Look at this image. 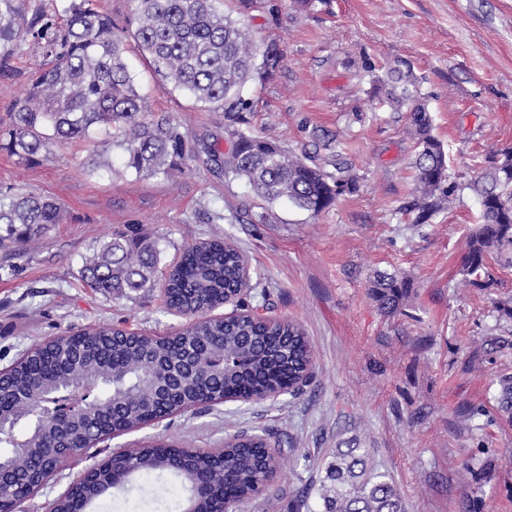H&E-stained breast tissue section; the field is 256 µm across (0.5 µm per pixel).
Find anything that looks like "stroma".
Returning <instances> with one entry per match:
<instances>
[{"mask_svg": "<svg viewBox=\"0 0 512 512\" xmlns=\"http://www.w3.org/2000/svg\"><path fill=\"white\" fill-rule=\"evenodd\" d=\"M257 44L276 42L286 60L271 79L244 89L256 134L282 149L314 148L313 130L340 135V160L359 178L319 216L288 200L269 204L210 160L226 148L224 113L162 87L133 39L125 59L149 113L186 135V156L170 177L126 170L90 174L89 155L105 134L60 144L28 162L0 151V188L16 184L53 197L64 223L0 249V366L67 329L129 327L172 335L188 322L169 309L160 289L121 299L88 288L81 258L135 226L160 239L166 262L191 243L223 237L246 257L251 288L243 309L304 328L315 378L301 395L280 400L200 406L172 415L148 432L106 440L89 460L151 435L200 450L225 437L266 431L283 450L280 471L262 494L232 512H322L319 488L329 452L355 444L397 485L404 512H462L466 498L484 512H512V423L482 429L460 422L469 405L493 408L496 376L512 374V319L496 304L512 301V264L491 259L490 281L465 282L461 255L479 204L463 191L427 224L401 214L413 189L415 141L404 114L368 94L365 62L411 63L449 156L451 177L471 178L482 161L512 146V0H256L244 18ZM32 55L0 75V121L23 96ZM379 272L409 277L405 314H379L370 285ZM507 341L495 351L491 341ZM182 477L166 472L113 488L106 512H166L187 498Z\"/></svg>", "mask_w": 512, "mask_h": 512, "instance_id": "35a3bbf8", "label": "stroma"}]
</instances>
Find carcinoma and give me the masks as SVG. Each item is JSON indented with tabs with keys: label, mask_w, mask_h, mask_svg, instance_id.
Returning <instances> with one entry per match:
<instances>
[{
	"label": "carcinoma",
	"mask_w": 512,
	"mask_h": 512,
	"mask_svg": "<svg viewBox=\"0 0 512 512\" xmlns=\"http://www.w3.org/2000/svg\"><path fill=\"white\" fill-rule=\"evenodd\" d=\"M131 35L156 78L196 102L224 111L230 146L222 160L224 176L243 179L269 203L282 198L317 216L347 194L358 178L336 164L330 173L255 134L246 113L252 104L241 87L256 75L270 79L282 68L285 53L271 42L256 63L257 48L249 27L214 9L213 0H134ZM25 0H0V73L31 47L37 60L26 93L17 99L10 123L0 129V150L26 161L50 153L58 143L87 139L95 130L108 135V147L86 161L91 174L110 171L101 161L109 148L125 155V166L147 177H163L173 158L184 152L185 134L165 118H148L143 96L124 61V45L112 17L98 0H69L64 15L41 7L32 14ZM370 95L395 112H406L415 140L414 191L399 211L413 224H427L457 200L461 188L480 202L477 228L469 235L461 266L476 284L488 273L494 255L512 252V147L505 148L462 185L451 179L442 142L413 67L400 61L373 75ZM63 221L59 203L22 188L0 190V246L19 245ZM160 241L132 231H117L90 255L81 273L90 287L122 296L131 291L165 289L170 307L193 321L174 336H123L111 328L87 326L53 337L19 360L0 383V463L30 468L31 482L42 476L38 463L51 443L42 433L53 419L54 396L70 379L81 380L82 404L97 402L91 420L77 419L66 432L68 447L92 445L111 429L134 430L164 406L153 401L152 376L162 377L186 349L207 356L189 377L177 402L192 407L222 392L248 389L262 394L313 368V355L301 327L291 320L249 317L206 318L204 314L238 293L241 252L222 238L187 246L178 262L162 263ZM371 295L384 316L405 312L413 293L411 280L378 274ZM493 413L512 423V376L497 380ZM481 405L461 413L470 424L490 413ZM144 476L169 469L156 448H141L128 461ZM277 469L260 464L250 448L225 449L224 470L204 467L199 476L212 488L224 487L247 500L262 491ZM324 512H403L400 495L386 472L368 463L366 448H338L325 467L321 484ZM112 489V472L85 487L90 506Z\"/></svg>",
	"instance_id": "carcinoma-1"
}]
</instances>
